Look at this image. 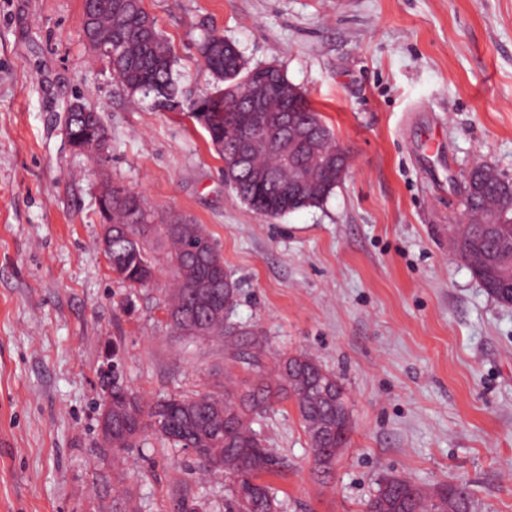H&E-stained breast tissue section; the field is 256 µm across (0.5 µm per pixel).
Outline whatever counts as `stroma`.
<instances>
[{"instance_id":"stroma-1","label":"stroma","mask_w":512,"mask_h":512,"mask_svg":"<svg viewBox=\"0 0 512 512\" xmlns=\"http://www.w3.org/2000/svg\"><path fill=\"white\" fill-rule=\"evenodd\" d=\"M83 6L0 0V512H224L223 475L191 452L98 437L113 359L150 403L256 379L226 338L174 330L168 270L147 288L112 276L107 179L205 226L237 284L229 322L267 359L302 351L341 379L353 431L329 469L293 401L254 423L285 461L283 512H364L386 475L512 512V305L450 249L473 163L512 179V0H143L177 60L174 110L122 87ZM212 30L333 127L349 169L320 205L270 219L225 180L190 114L216 89L198 51ZM76 100L109 131L106 161L67 142Z\"/></svg>"}]
</instances>
